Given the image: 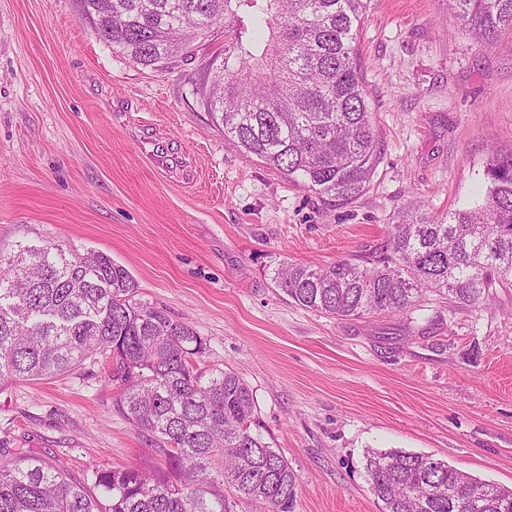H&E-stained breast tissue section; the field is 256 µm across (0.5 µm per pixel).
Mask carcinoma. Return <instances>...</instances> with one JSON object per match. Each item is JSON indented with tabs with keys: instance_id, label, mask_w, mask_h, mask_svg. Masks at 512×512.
<instances>
[{
	"instance_id": "cac0c4a2",
	"label": "carcinoma",
	"mask_w": 512,
	"mask_h": 512,
	"mask_svg": "<svg viewBox=\"0 0 512 512\" xmlns=\"http://www.w3.org/2000/svg\"><path fill=\"white\" fill-rule=\"evenodd\" d=\"M456 25L486 45L512 30V0H448ZM95 35L133 63L168 71L224 30V72L197 89L224 140L336 205L363 196L380 145L363 89L364 0H79ZM482 203L441 220L409 211L386 250L325 267L283 262L274 284L303 309L338 319L399 315L427 294L481 308L512 287V153L489 152ZM130 272L61 244L0 251V383L111 366L116 404L155 438L163 470L89 466L100 495L31 455L0 460V512H294L293 469L256 425L252 391L201 368L193 328L136 299ZM382 512H512V489L443 460L398 450L366 456Z\"/></svg>"
}]
</instances>
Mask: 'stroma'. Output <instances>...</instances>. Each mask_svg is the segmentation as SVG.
<instances>
[{
  "label": "stroma",
  "instance_id": "1",
  "mask_svg": "<svg viewBox=\"0 0 512 512\" xmlns=\"http://www.w3.org/2000/svg\"><path fill=\"white\" fill-rule=\"evenodd\" d=\"M223 36L167 72L100 41L77 0H0V249L62 244L126 267L142 301L191 326L207 369L251 388L259 431L297 477L294 512H381L366 452L433 455L512 488V288L488 308L427 295L338 320L276 288L280 261L384 251L409 207L480 203L512 151V31L475 43L448 0H370L359 57L381 156L354 203L322 201L225 141L195 93ZM100 364L0 388V451L72 478L165 465Z\"/></svg>",
  "mask_w": 512,
  "mask_h": 512
}]
</instances>
